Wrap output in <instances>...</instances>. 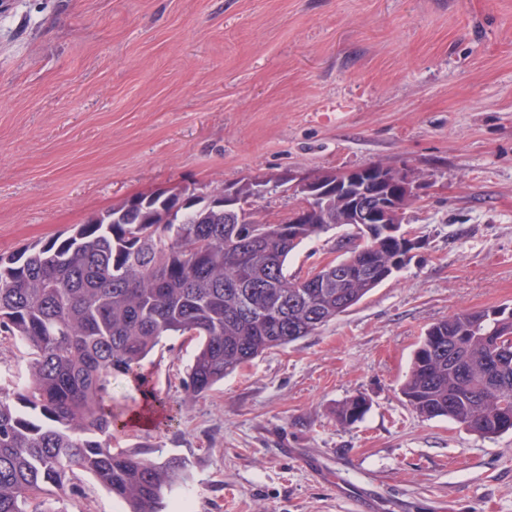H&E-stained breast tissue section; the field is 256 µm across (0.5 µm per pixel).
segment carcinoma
Wrapping results in <instances>:
<instances>
[{"label": "carcinoma", "instance_id": "1", "mask_svg": "<svg viewBox=\"0 0 512 512\" xmlns=\"http://www.w3.org/2000/svg\"><path fill=\"white\" fill-rule=\"evenodd\" d=\"M184 190L182 203L118 204L50 243L0 254V334L26 345L29 373L20 390L0 391V512H29L50 487L76 494L78 470L124 512H162L165 496L187 482L188 463L117 449L128 412L112 405V377L130 378L162 413L166 400L142 363L163 338L197 341L184 381L193 399L263 352L315 333L409 261L411 248L382 224L303 280L288 274V256L335 226L336 212L258 230L256 213ZM496 340L507 353L492 370ZM400 391L423 418L486 438L512 430V307L431 324ZM368 408L354 395L336 421L354 424Z\"/></svg>", "mask_w": 512, "mask_h": 512}]
</instances>
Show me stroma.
Returning a JSON list of instances; mask_svg holds the SVG:
<instances>
[{
  "label": "stroma",
  "instance_id": "obj_1",
  "mask_svg": "<svg viewBox=\"0 0 512 512\" xmlns=\"http://www.w3.org/2000/svg\"><path fill=\"white\" fill-rule=\"evenodd\" d=\"M410 162L427 177L403 224L410 263L349 312L186 399L195 346L142 371L170 428L124 450L184 457L163 512H512V432L427 420L400 393L434 322L512 306V0H0V254L46 243L157 185ZM356 242L342 226L288 258L295 276ZM0 340V388L28 380ZM364 394L365 417L336 409ZM52 512H123L87 472ZM369 408V401L363 394L346 399L336 409V420L341 424L351 425L363 419Z\"/></svg>",
  "mask_w": 512,
  "mask_h": 512
}]
</instances>
